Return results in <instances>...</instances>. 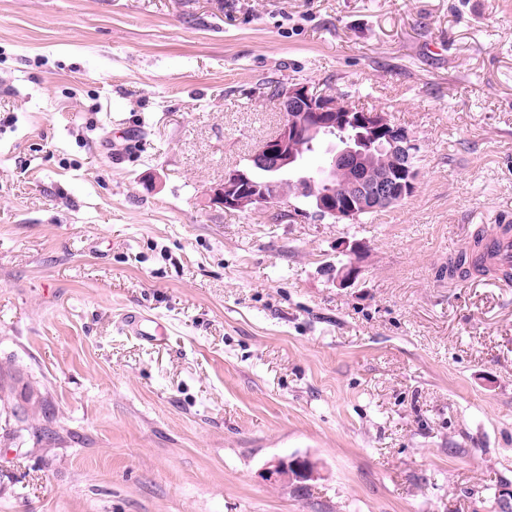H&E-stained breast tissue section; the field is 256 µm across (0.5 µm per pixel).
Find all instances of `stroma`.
<instances>
[{"label": "stroma", "mask_w": 512, "mask_h": 512, "mask_svg": "<svg viewBox=\"0 0 512 512\" xmlns=\"http://www.w3.org/2000/svg\"><path fill=\"white\" fill-rule=\"evenodd\" d=\"M287 78L415 135V195L355 224L214 204ZM490 224L512 0H0V367L57 432L0 445V512H512V288L443 273ZM294 455L306 491L262 479ZM340 249L341 253L348 257L347 262L342 263L339 267H329L328 274L337 287L348 288L355 283L361 272L359 266L362 255L361 246L357 242L345 241L341 244Z\"/></svg>", "instance_id": "obj_1"}]
</instances>
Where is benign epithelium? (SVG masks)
<instances>
[{"mask_svg": "<svg viewBox=\"0 0 512 512\" xmlns=\"http://www.w3.org/2000/svg\"><path fill=\"white\" fill-rule=\"evenodd\" d=\"M283 114L277 133L263 141L242 165L224 170V180L211 191V200L228 211L267 209L285 221L297 215L354 224L364 213H377L412 197L418 188L416 166L421 145L386 112L357 110L336 103V96L317 92L304 82L290 81L272 97ZM351 132L331 150V162L321 180L307 176L295 180L258 183L253 172L298 170L296 143L312 141L328 130ZM298 187L303 207L290 202L288 186ZM341 253L347 262L328 269L339 288L352 286L360 275L361 246L345 241ZM317 467L308 458H279L269 462L262 478L271 483H296L314 478Z\"/></svg>", "mask_w": 512, "mask_h": 512, "instance_id": "obj_1", "label": "benign epithelium"}]
</instances>
